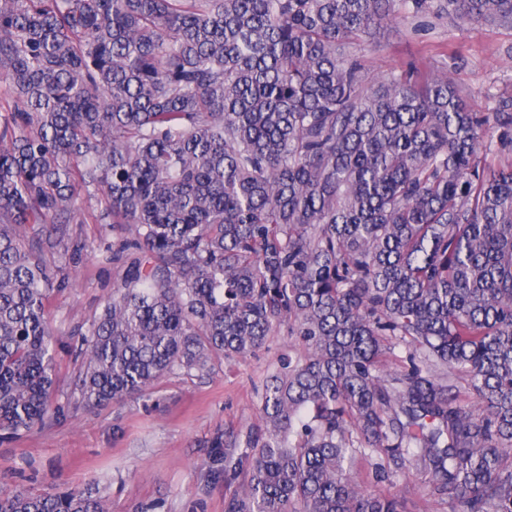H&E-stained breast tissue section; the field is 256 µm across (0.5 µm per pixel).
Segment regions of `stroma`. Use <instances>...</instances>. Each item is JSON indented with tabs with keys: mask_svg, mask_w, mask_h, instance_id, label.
<instances>
[{
	"mask_svg": "<svg viewBox=\"0 0 512 512\" xmlns=\"http://www.w3.org/2000/svg\"><path fill=\"white\" fill-rule=\"evenodd\" d=\"M357 54L371 87L410 69L422 77L448 75L479 112L496 111L512 97L511 25L423 13L383 24ZM67 236L88 248L57 258L66 283L49 299L61 413L41 428L0 432V493L90 487L108 512H225L239 485L211 478L214 444L259 424L262 386L292 338L279 332L254 353L214 359L209 374H171L151 395L84 410L76 389L78 331L101 311L120 264L112 259L111 225L71 224ZM393 490L405 512H452L417 472L395 477Z\"/></svg>",
	"mask_w": 512,
	"mask_h": 512,
	"instance_id": "1",
	"label": "stroma"
}]
</instances>
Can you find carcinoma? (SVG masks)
<instances>
[{
    "label": "carcinoma",
    "instance_id": "cac0c4a2",
    "mask_svg": "<svg viewBox=\"0 0 512 512\" xmlns=\"http://www.w3.org/2000/svg\"><path fill=\"white\" fill-rule=\"evenodd\" d=\"M432 8L512 24V0H0V431L60 413L46 256L81 252L62 225L94 201L124 260L80 333L85 409L286 324L262 426L215 445L213 474L247 477L226 512H402L412 467L512 512V159L478 155L492 126L512 143V100L368 91L354 51ZM0 512L107 510L66 489Z\"/></svg>",
    "mask_w": 512,
    "mask_h": 512
}]
</instances>
